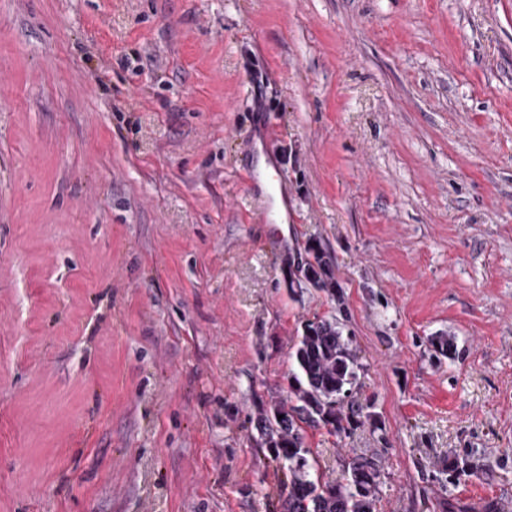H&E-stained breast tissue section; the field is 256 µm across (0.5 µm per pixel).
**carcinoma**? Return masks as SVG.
Returning <instances> with one entry per match:
<instances>
[{"label": "carcinoma", "instance_id": "obj_1", "mask_svg": "<svg viewBox=\"0 0 512 512\" xmlns=\"http://www.w3.org/2000/svg\"><path fill=\"white\" fill-rule=\"evenodd\" d=\"M310 251V283L333 298L339 296L328 257L317 247ZM428 342L442 356L455 349L452 336H432ZM292 358L294 404L273 400L258 422L260 446L288 469V496L282 500L280 512H376L380 461L373 456L352 457L343 480L323 483L312 473L309 449L304 447L298 426L300 422L322 425L339 438L350 434L354 420L345 413L344 403L357 385L361 369L352 337L344 334L336 320L309 323ZM478 470L479 464L468 452L444 465V471L456 475L473 476Z\"/></svg>", "mask_w": 512, "mask_h": 512}]
</instances>
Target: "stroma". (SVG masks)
Wrapping results in <instances>:
<instances>
[{
    "label": "stroma",
    "instance_id": "1",
    "mask_svg": "<svg viewBox=\"0 0 512 512\" xmlns=\"http://www.w3.org/2000/svg\"><path fill=\"white\" fill-rule=\"evenodd\" d=\"M325 319L375 421L304 426L315 474L512 512V0H0V512H275L257 418ZM309 250L312 252L313 259V261L309 260L306 263L310 271V283L318 291L327 293L333 298L337 297L340 299L337 289L338 286L328 257L318 247L312 246Z\"/></svg>",
    "mask_w": 512,
    "mask_h": 512
}]
</instances>
